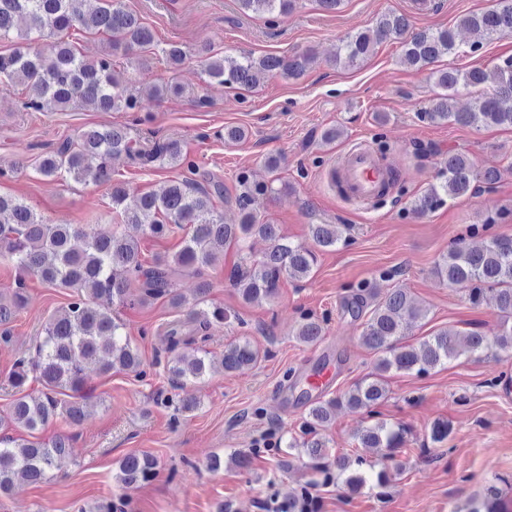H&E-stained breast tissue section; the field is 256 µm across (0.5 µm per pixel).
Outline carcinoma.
<instances>
[{
	"instance_id": "carcinoma-1",
	"label": "carcinoma",
	"mask_w": 512,
	"mask_h": 512,
	"mask_svg": "<svg viewBox=\"0 0 512 512\" xmlns=\"http://www.w3.org/2000/svg\"><path fill=\"white\" fill-rule=\"evenodd\" d=\"M76 0H0V36L16 34L23 40L42 41L44 46L33 52L17 49L0 55V82L20 84L27 91L26 106L35 111L65 110L79 103L93 104L101 112L125 109L138 111L143 100L131 93L122 77L112 68V52L123 55L144 67L142 54L153 46L152 32L139 18L120 6L102 7L99 0H81L90 5L87 11L73 7ZM245 11L255 14L286 13L294 0H238ZM103 31L112 36L109 50L88 60L76 54L69 41L72 30ZM481 33L486 37L512 34V0H500L499 7L460 18L453 28L425 29L408 33L407 20L389 14L372 31L348 36L336 53V62L346 67L357 65L384 39H404V62L420 68L460 49L457 29ZM172 66H180L189 51L178 45L162 50ZM200 64L211 79L230 88H249L259 73L277 71L286 77H298L312 60L309 53L290 58L265 56L255 59L198 53ZM442 93L422 112L432 122L462 126L475 123L512 127V57L493 70L450 68L436 72ZM490 83L492 92L476 100L468 112L456 110L454 93L458 86ZM124 156L143 168L174 164L197 174L196 165L183 155L175 141L157 139L137 142L124 127L90 128L77 140L66 141L56 150L39 157L34 163L37 174L56 181L72 178L104 186L112 199V208L122 223L133 224L151 237H161L179 228L185 231L182 245L147 265L141 259L137 239L114 230L100 234L90 224H47L26 203L0 196V243L8 250L22 278L9 298L0 296V345L12 342L9 324L25 304L23 276L31 274L42 283L70 290L69 302L53 314L43 326L42 336L32 357L16 360L9 381L19 396L9 409V419L30 432L49 420L61 417L77 424L84 416L82 393L86 386V366L94 364L105 374L116 368L146 375L144 362L125 331V323L116 308L145 306L159 298L185 314L167 323L163 335L172 356L166 369L174 386L203 378L215 365L235 372L250 367L258 353L247 340H235L224 346L219 357L208 351L186 355L178 352L195 342L213 325L228 319L224 308L205 310L210 284L198 289L199 298L189 303L175 288L185 272L200 275L224 256V245L238 246L240 257L229 273V283L247 303L269 302L278 294L280 283L289 278H309L317 263L316 253L308 247L287 240L278 225L267 224L252 210L255 197L275 192L273 185L243 183L235 197L243 213L240 224L224 223L223 215L213 203L224 197V185L210 178L205 184L189 180L167 185L160 193L139 196L133 206L125 205L126 185L112 180V160ZM500 179L497 170L476 172L474 162L465 154L448 153L438 174V182L414 199L413 211L426 215L460 197L471 195L477 182L493 185ZM311 237L320 250H329L345 242V230L337 224L310 225ZM259 236L269 248L259 260L244 253L246 241ZM435 272L450 285L469 288V297L478 305L488 292L493 293L500 313L499 331L485 336L478 331L466 335L453 328H443L424 340L419 348L400 343L407 327L423 316L401 288L371 292L379 301L369 311L362 332L366 346L379 354L373 371L340 397L319 400L308 409L303 434L306 438L288 439L286 447L300 448L320 465L322 484L342 482L354 492L367 484H387L394 469L388 464L392 450L403 445L406 430L396 424L377 421L358 435L363 448H382L377 461L340 455L329 459V441L320 433L331 420L336 408L369 409L388 397L384 375L406 372L424 375L430 370L462 356H480L496 348H512V238L491 237L480 248L465 243L450 249ZM323 335L321 323L305 316L299 323L296 338L305 345L317 343ZM42 389L36 396L24 393L29 382ZM65 437L35 442L24 439H0V494L11 489L18 479L37 484L45 479L56 459L68 453ZM119 480L129 487L148 481L157 473L156 459L147 453L128 454L120 462ZM501 496L496 487L487 489L484 499L471 512H501Z\"/></svg>"
}]
</instances>
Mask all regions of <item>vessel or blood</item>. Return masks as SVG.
Returning <instances> with one entry per match:
<instances>
[{
	"mask_svg": "<svg viewBox=\"0 0 512 512\" xmlns=\"http://www.w3.org/2000/svg\"><path fill=\"white\" fill-rule=\"evenodd\" d=\"M329 175L339 181L350 201L365 205L378 202L383 185L393 178L392 170L363 143L349 147L330 168Z\"/></svg>",
	"mask_w": 512,
	"mask_h": 512,
	"instance_id": "obj_1",
	"label": "vessel or blood"
}]
</instances>
